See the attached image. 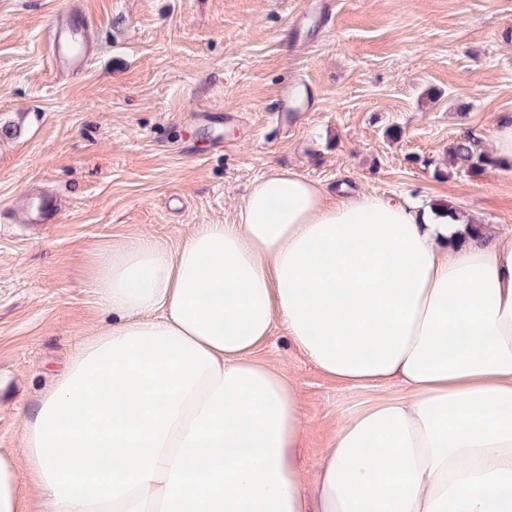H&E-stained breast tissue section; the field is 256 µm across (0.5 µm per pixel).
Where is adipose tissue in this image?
<instances>
[{"instance_id":"adipose-tissue-1","label":"adipose tissue","mask_w":512,"mask_h":512,"mask_svg":"<svg viewBox=\"0 0 512 512\" xmlns=\"http://www.w3.org/2000/svg\"><path fill=\"white\" fill-rule=\"evenodd\" d=\"M443 205L332 201L271 170L235 224L108 244L112 320L0 454V512H512V240ZM283 325L328 377L403 393L341 419L312 485Z\"/></svg>"}]
</instances>
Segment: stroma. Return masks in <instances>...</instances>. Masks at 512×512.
<instances>
[{
    "label": "stroma",
    "instance_id": "stroma-1",
    "mask_svg": "<svg viewBox=\"0 0 512 512\" xmlns=\"http://www.w3.org/2000/svg\"><path fill=\"white\" fill-rule=\"evenodd\" d=\"M64 0H0V211L41 192L56 224L0 223V452L25 468L21 421L107 319L86 259L142 234L176 248L235 224L272 168L328 192L446 203L512 238V165L477 176L457 138L491 150L512 113V0H79L95 55L53 72ZM298 111L277 122L279 89ZM259 361L297 394L305 480L338 421L400 395L327 379L277 327ZM498 163L493 156L478 149L477 142L472 138H460L448 148V164L456 171L476 176Z\"/></svg>",
    "mask_w": 512,
    "mask_h": 512
}]
</instances>
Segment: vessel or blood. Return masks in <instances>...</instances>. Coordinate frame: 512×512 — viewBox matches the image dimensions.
Listing matches in <instances>:
<instances>
[{
    "label": "vessel or blood",
    "instance_id": "b4317fda",
    "mask_svg": "<svg viewBox=\"0 0 512 512\" xmlns=\"http://www.w3.org/2000/svg\"><path fill=\"white\" fill-rule=\"evenodd\" d=\"M90 17L76 8L73 0H66L57 20L47 32L49 57L53 69L60 73L82 71L92 59L94 49L89 42H77V34L88 28ZM60 219V208L54 197H37L33 206L14 215L16 224H54Z\"/></svg>",
    "mask_w": 512,
    "mask_h": 512
}]
</instances>
